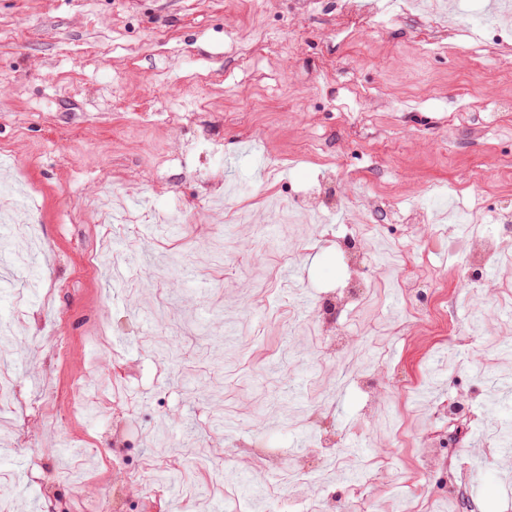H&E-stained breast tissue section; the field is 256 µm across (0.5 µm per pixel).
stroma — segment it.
<instances>
[{
    "label": "stroma",
    "mask_w": 512,
    "mask_h": 512,
    "mask_svg": "<svg viewBox=\"0 0 512 512\" xmlns=\"http://www.w3.org/2000/svg\"><path fill=\"white\" fill-rule=\"evenodd\" d=\"M336 22V0H319L310 14L292 0H0V162L32 188L0 192V210H24L38 234L33 265L0 253V320L19 345L0 362L13 392L0 409V446L38 450L0 459V512H48L46 485L72 512H112L116 490L127 512L156 502L164 512H306L311 499L348 489L343 472L368 476L363 457L309 456L306 418L321 405L346 446L380 450L391 480L375 488L374 512L397 501L416 512L431 493L460 489L476 512H512V455L486 433L454 460L445 485L418 476L414 448L387 440L391 429L423 428L420 410L434 399H465L482 417L499 383L512 381L496 290L463 284L454 250L432 252L438 306L465 331L399 341L389 333L399 295L383 267L404 226L384 223L388 251L371 269L375 285L343 322L365 357L399 365L416 387L394 417H379L369 442L365 394L322 360L308 330L324 292L345 278L337 238L369 215L354 208L292 224L272 245L260 231L281 223L266 197L301 194L329 161L346 175L336 194L363 188L403 208L474 200L469 222L490 223L512 209V82L497 76L494 59L472 60L469 38L426 53L421 25L385 18L326 42ZM256 24L267 40L238 63L234 39ZM479 168L487 175L476 187ZM221 179L245 186L238 205L249 223L211 207ZM105 182L156 212L181 207L179 234L119 212L101 223L81 203ZM117 261L128 267L120 282ZM255 302L271 314L251 335L243 324ZM54 392L58 418L14 425ZM162 430L166 463L188 464L192 493H156L151 462ZM258 438L283 466L306 456V484L282 490L272 473L275 494L257 502L244 492L234 474L251 470L245 450ZM203 448L238 455L219 471L199 461ZM116 463L139 480L117 485Z\"/></svg>",
    "instance_id": "1"
}]
</instances>
